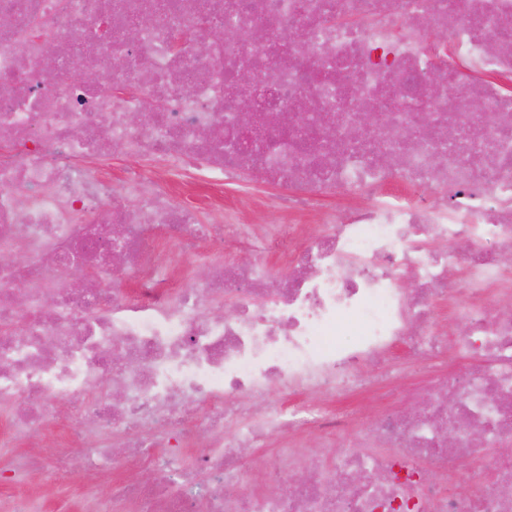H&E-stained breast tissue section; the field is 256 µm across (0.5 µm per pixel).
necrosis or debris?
I'll return each mask as SVG.
<instances>
[{
	"mask_svg": "<svg viewBox=\"0 0 512 512\" xmlns=\"http://www.w3.org/2000/svg\"><path fill=\"white\" fill-rule=\"evenodd\" d=\"M0 16V254L27 255L0 263V447L52 423L77 449L16 457L8 486L108 476L123 512H512V0H0ZM227 25L235 43L210 41ZM116 144L140 162L117 184ZM185 172L213 174L212 225L174 202ZM242 181L282 185L287 223H239L221 188ZM212 228L254 262H214ZM399 344L421 383L388 367ZM383 383L396 408L354 422L348 399Z\"/></svg>",
	"mask_w": 512,
	"mask_h": 512,
	"instance_id": "obj_1",
	"label": "necrosis or debris"
}]
</instances>
